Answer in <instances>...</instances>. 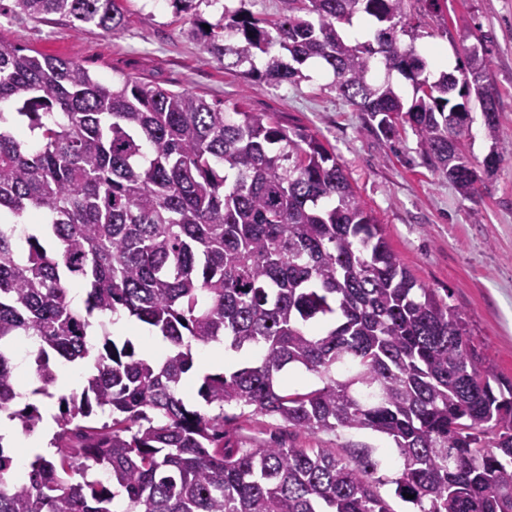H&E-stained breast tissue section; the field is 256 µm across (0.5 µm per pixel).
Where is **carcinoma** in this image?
I'll return each instance as SVG.
<instances>
[{
    "instance_id": "1",
    "label": "carcinoma",
    "mask_w": 512,
    "mask_h": 512,
    "mask_svg": "<svg viewBox=\"0 0 512 512\" xmlns=\"http://www.w3.org/2000/svg\"><path fill=\"white\" fill-rule=\"evenodd\" d=\"M11 2L0 13L124 27L123 0ZM284 2L272 18L197 14L187 36L271 86L321 61L368 131H411L464 197L482 178L459 99L475 98L492 142L483 173L509 160L488 63L468 68L476 48L435 76L398 43L407 0ZM358 14L380 24L374 40L340 33ZM377 62L411 82V100L371 79ZM96 314L147 325L166 353L117 345ZM28 340L31 394L54 397L60 364L90 372L59 398L54 456L34 455L26 481L0 444V512H393L370 448L224 442L247 409L311 434L385 436L400 460L395 495L415 512H512V382L404 267L334 152L263 113L131 77L109 86L0 39V412L25 434L43 421L39 405L18 407L15 357ZM212 343L255 355L203 375L197 394L215 414L182 397L193 349ZM294 368L322 386L287 388ZM96 407L108 411L100 426L86 422Z\"/></svg>"
}]
</instances>
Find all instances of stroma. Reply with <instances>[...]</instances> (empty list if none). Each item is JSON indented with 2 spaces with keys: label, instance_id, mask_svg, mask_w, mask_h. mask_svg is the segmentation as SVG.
I'll use <instances>...</instances> for the list:
<instances>
[{
  "label": "stroma",
  "instance_id": "1",
  "mask_svg": "<svg viewBox=\"0 0 512 512\" xmlns=\"http://www.w3.org/2000/svg\"><path fill=\"white\" fill-rule=\"evenodd\" d=\"M124 8L125 26L116 35L93 26L76 29L55 15L37 21L0 14V39L69 59L107 84L122 75L145 78L228 107L237 103L249 112H266L315 133L333 148L401 262L462 312L472 343L512 381V163L486 179L480 199H466L443 173L424 164L412 133L388 141L368 132L327 70L307 65L298 83L278 87L248 82L240 69L224 67L187 36L188 20L170 0H124ZM407 14L412 29L400 36V45L437 49L452 67L463 48L479 46L482 35L493 36L488 76L501 107L500 145L512 150V0H443L434 15L425 13L421 0H410ZM229 436L251 445L374 448L382 460L380 494L394 512H412L394 493L396 453L377 433L311 435L256 414Z\"/></svg>",
  "mask_w": 512,
  "mask_h": 512
}]
</instances>
